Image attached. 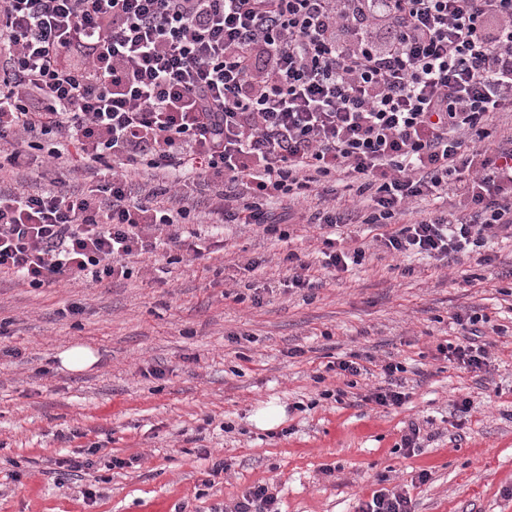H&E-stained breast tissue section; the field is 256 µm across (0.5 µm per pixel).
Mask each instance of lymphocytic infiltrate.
Here are the masks:
<instances>
[{"mask_svg":"<svg viewBox=\"0 0 512 512\" xmlns=\"http://www.w3.org/2000/svg\"><path fill=\"white\" fill-rule=\"evenodd\" d=\"M508 105L512 0H0V170L48 135L55 173L0 191V273L112 282L161 244L201 252L177 230L186 178L211 186L213 224L273 233L267 202L314 196L308 223L332 230L344 193L390 254L512 239V146L488 144ZM93 163L108 179L68 190ZM481 320L457 316L439 354L487 367Z\"/></svg>","mask_w":512,"mask_h":512,"instance_id":"f902f5d3","label":"lymphocytic infiltrate"}]
</instances>
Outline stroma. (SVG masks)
Here are the masks:
<instances>
[{"mask_svg":"<svg viewBox=\"0 0 512 512\" xmlns=\"http://www.w3.org/2000/svg\"><path fill=\"white\" fill-rule=\"evenodd\" d=\"M280 229L184 224L183 237L223 250L163 245L113 283L32 288L0 273V512H222L257 482L278 485L282 512H359L397 484L414 512H512V240L487 239L494 267L474 252L442 264L384 253L373 228L348 224L337 239L365 255L336 273L322 266L321 230ZM291 253L318 288H289ZM474 312L492 325L480 371L437 352L461 332L455 315ZM76 345L97 356L78 373L57 359ZM353 353L371 361L352 386L328 365ZM390 360L406 368L399 408L367 400ZM271 404L280 422L258 427ZM411 420L425 436L412 456L398 447ZM94 444L92 467L56 473L55 460ZM116 456L133 466L113 467ZM214 459L226 469L208 486Z\"/></svg>","mask_w":512,"mask_h":512,"instance_id":"stroma-1","label":"stroma"}]
</instances>
